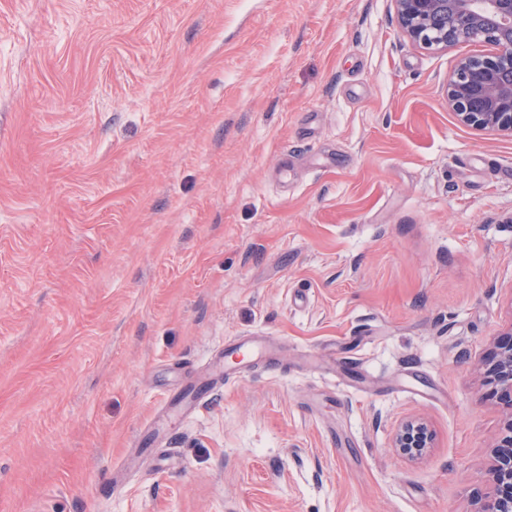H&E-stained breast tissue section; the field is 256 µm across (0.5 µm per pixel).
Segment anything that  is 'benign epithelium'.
I'll return each instance as SVG.
<instances>
[{
    "instance_id": "1",
    "label": "benign epithelium",
    "mask_w": 512,
    "mask_h": 512,
    "mask_svg": "<svg viewBox=\"0 0 512 512\" xmlns=\"http://www.w3.org/2000/svg\"><path fill=\"white\" fill-rule=\"evenodd\" d=\"M401 33L425 49H446L481 39L485 56L461 59L448 77V104L458 121L479 132L512 135V0H392ZM483 396L502 418L487 463V492L475 512H512V322L493 340L480 362ZM435 432L419 416L397 427L392 450L411 461L424 459Z\"/></svg>"
}]
</instances>
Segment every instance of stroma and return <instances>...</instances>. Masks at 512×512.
<instances>
[{
	"label": "stroma",
	"instance_id": "1",
	"mask_svg": "<svg viewBox=\"0 0 512 512\" xmlns=\"http://www.w3.org/2000/svg\"><path fill=\"white\" fill-rule=\"evenodd\" d=\"M490 51L392 0H0V512H472L512 136L445 87ZM435 445V432L428 422L419 416H412L402 421L397 427L392 450L408 460L424 459Z\"/></svg>",
	"mask_w": 512,
	"mask_h": 512
}]
</instances>
